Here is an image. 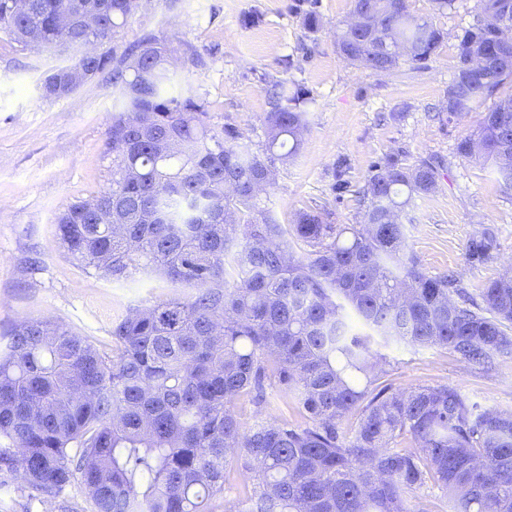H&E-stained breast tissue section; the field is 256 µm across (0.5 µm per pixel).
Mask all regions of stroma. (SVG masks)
Here are the masks:
<instances>
[{"label": "stroma", "mask_w": 512, "mask_h": 512, "mask_svg": "<svg viewBox=\"0 0 512 512\" xmlns=\"http://www.w3.org/2000/svg\"><path fill=\"white\" fill-rule=\"evenodd\" d=\"M407 5L444 33L431 58L413 70L376 73L341 57L336 29L350 19L352 0H146L103 48L121 59L143 38L158 39L174 60L171 72L205 103L216 129L232 128L256 153L273 110V84L305 88L302 147L292 160L274 163L273 180L261 195L281 224L300 210L320 212L340 227L360 223L378 163L441 159L435 192L408 208L407 252L427 274L455 272L473 293L512 266V190L493 166L456 151L482 113L447 110L456 37L475 21L474 0H456L443 12L432 0ZM311 13L318 29L306 25ZM251 16L256 24H248ZM59 62L51 52L0 37V334L24 319H50L106 345L115 320L174 295L175 288L143 273L101 279L61 248L58 212L112 179L105 131L116 88L104 72L69 97H41L38 84ZM486 231L493 236L492 257L471 262L467 244ZM382 352L394 387L452 386L478 409L512 411L511 361L486 369L444 350L402 343ZM65 507L94 512L75 486L48 502L31 497L17 476L0 487V512Z\"/></svg>", "instance_id": "stroma-1"}]
</instances>
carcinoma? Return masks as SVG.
I'll return each mask as SVG.
<instances>
[{"label":"carcinoma","instance_id":"cac0c4a2","mask_svg":"<svg viewBox=\"0 0 512 512\" xmlns=\"http://www.w3.org/2000/svg\"><path fill=\"white\" fill-rule=\"evenodd\" d=\"M98 2L92 29L61 23ZM474 2L455 45L450 114L512 84V45L498 36L512 27V0ZM137 11V0H0V33L78 50ZM353 13L370 23L337 31V48L374 72L422 65L443 40L406 0H354ZM166 62L145 38L115 67L106 53L64 61L38 90L68 96L79 88L71 70L111 67L119 91L110 184L55 218L67 256L100 278L146 272L192 293L131 309L109 348L51 320L15 323L0 338V473L46 500L78 480L96 512H211L237 465L254 478L224 512H433L411 501L434 487L448 512H512V412H478L455 387L395 389L372 349L378 336L482 368L512 360V275L469 293L407 253L402 214L436 189V165H378L360 224L307 210L278 224L258 186L270 184L266 159L298 152L306 91L279 86L262 158L216 131ZM457 152L512 188V93ZM492 242L472 238L471 258L486 261ZM352 316L369 333L353 332ZM243 398L290 416L244 429Z\"/></svg>","mask_w":512,"mask_h":512}]
</instances>
